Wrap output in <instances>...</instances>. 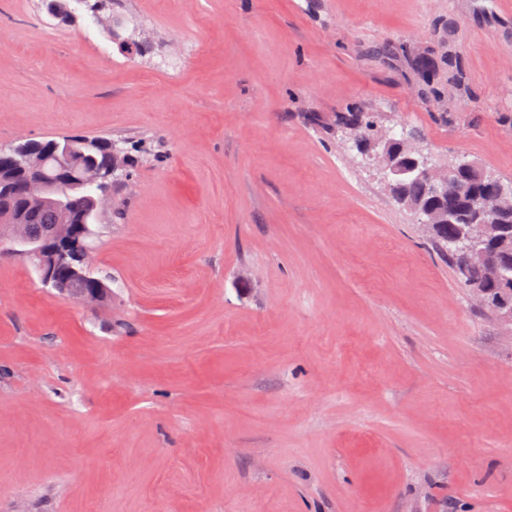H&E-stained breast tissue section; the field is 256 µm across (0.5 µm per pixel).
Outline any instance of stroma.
<instances>
[{
  "mask_svg": "<svg viewBox=\"0 0 512 512\" xmlns=\"http://www.w3.org/2000/svg\"><path fill=\"white\" fill-rule=\"evenodd\" d=\"M68 9L0 0V146L133 166L96 310L0 258V512H512V340L334 131L512 180V0ZM337 126L343 128H355L360 133L358 140L352 141L351 150H357L359 154L362 152L364 143L372 137L379 123L378 116L375 112H340L337 113ZM60 140H42L40 142L55 141L62 143L68 151L65 154L68 161L50 157L46 160L43 175L47 179H52L58 175L63 165H69L74 174L81 176L86 168L87 154H92L95 157L96 167L102 172L114 169L116 160L112 153L107 149L106 144L112 142L119 145L120 141L107 139L100 136L88 137L84 135L65 136Z\"/></svg>",
  "mask_w": 512,
  "mask_h": 512,
  "instance_id": "obj_1",
  "label": "stroma"
}]
</instances>
